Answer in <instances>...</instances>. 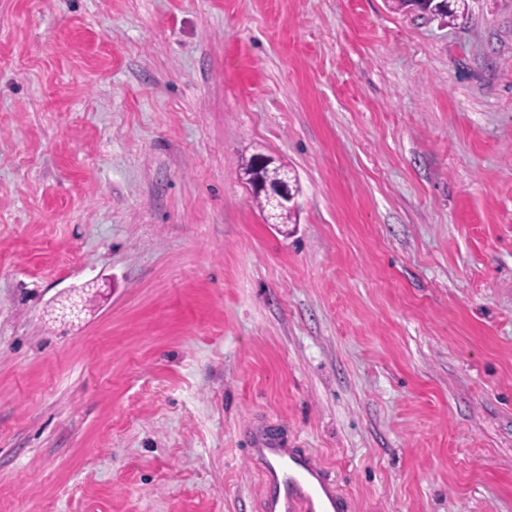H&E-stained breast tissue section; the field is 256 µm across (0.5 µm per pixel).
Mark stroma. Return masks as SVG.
<instances>
[{
	"instance_id": "obj_1",
	"label": "stroma",
	"mask_w": 512,
	"mask_h": 512,
	"mask_svg": "<svg viewBox=\"0 0 512 512\" xmlns=\"http://www.w3.org/2000/svg\"><path fill=\"white\" fill-rule=\"evenodd\" d=\"M0 0V512H512V0ZM298 180L268 224L241 167ZM263 157L264 156L262 155H255L250 158L242 167L245 183L250 186L253 194H257V191L253 185V179H263L264 181H267L268 177L271 179H276L282 176L285 170L288 169L282 164L275 165V162L272 164H263ZM245 450L260 476L259 512L351 511L330 471L308 450L288 442V435L258 427Z\"/></svg>"
}]
</instances>
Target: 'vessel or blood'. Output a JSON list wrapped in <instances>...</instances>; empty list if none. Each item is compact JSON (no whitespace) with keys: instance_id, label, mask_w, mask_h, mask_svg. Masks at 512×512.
Instances as JSON below:
<instances>
[{"instance_id":"vessel-or-blood-1","label":"vessel or blood","mask_w":512,"mask_h":512,"mask_svg":"<svg viewBox=\"0 0 512 512\" xmlns=\"http://www.w3.org/2000/svg\"><path fill=\"white\" fill-rule=\"evenodd\" d=\"M246 453L260 476L259 512H351L330 471L287 435L258 427Z\"/></svg>"}]
</instances>
